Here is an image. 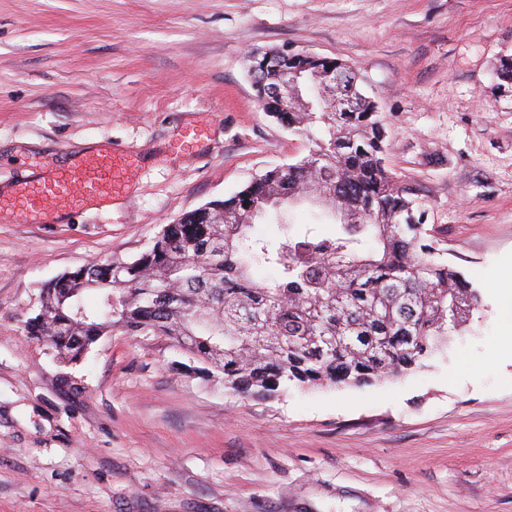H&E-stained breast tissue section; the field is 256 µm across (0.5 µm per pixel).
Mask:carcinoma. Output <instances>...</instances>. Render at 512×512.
Returning <instances> with one entry per match:
<instances>
[{
  "label": "carcinoma",
  "instance_id": "cac0c4a2",
  "mask_svg": "<svg viewBox=\"0 0 512 512\" xmlns=\"http://www.w3.org/2000/svg\"><path fill=\"white\" fill-rule=\"evenodd\" d=\"M248 69L264 110L310 142L308 155L165 225L131 262L96 260L48 282L26 331L61 362L120 328L167 337L205 381L272 399L290 386L405 375L478 310V291L427 232L426 210L385 167L388 132L354 69L282 50L254 54ZM285 71L320 92L340 78L351 107L287 104L275 82ZM277 201L320 208L334 231H296L276 246L253 238ZM255 264L274 276L253 279Z\"/></svg>",
  "mask_w": 512,
  "mask_h": 512
}]
</instances>
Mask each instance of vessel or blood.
<instances>
[{"mask_svg":"<svg viewBox=\"0 0 512 512\" xmlns=\"http://www.w3.org/2000/svg\"><path fill=\"white\" fill-rule=\"evenodd\" d=\"M134 168L133 156L92 154L75 169L52 174L43 181L17 182L10 195H0V211L17 209L27 223L45 224L52 211H73L119 193Z\"/></svg>","mask_w":512,"mask_h":512,"instance_id":"b4317fda","label":"vessel or blood"}]
</instances>
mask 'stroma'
Segmentation results:
<instances>
[{
	"label": "stroma",
	"instance_id": "stroma-1",
	"mask_svg": "<svg viewBox=\"0 0 512 512\" xmlns=\"http://www.w3.org/2000/svg\"><path fill=\"white\" fill-rule=\"evenodd\" d=\"M339 60L387 123L385 165L480 293L411 373L289 388L204 383L161 336L59 363L26 322L44 284L127 262L164 225L296 161L246 57ZM512 0H0V194L93 152L136 154L111 208L0 212V512H512ZM331 227L301 205L257 221Z\"/></svg>",
	"mask_w": 512,
	"mask_h": 512
}]
</instances>
